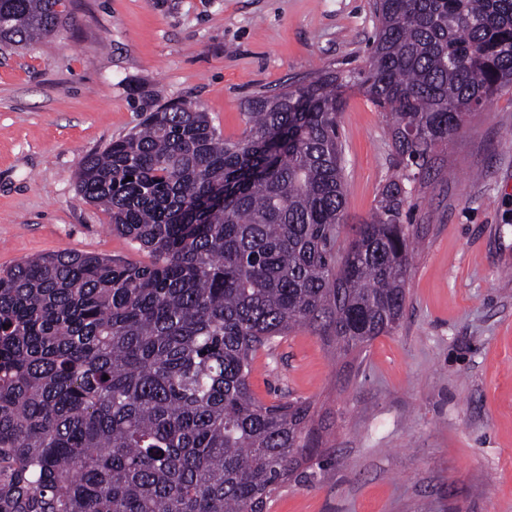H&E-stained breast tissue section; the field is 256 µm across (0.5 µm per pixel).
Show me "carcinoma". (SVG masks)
<instances>
[{
  "label": "carcinoma",
  "mask_w": 512,
  "mask_h": 512,
  "mask_svg": "<svg viewBox=\"0 0 512 512\" xmlns=\"http://www.w3.org/2000/svg\"><path fill=\"white\" fill-rule=\"evenodd\" d=\"M62 6L0 0V49L65 26ZM371 9L361 64L254 95L238 138L176 101L86 156L79 195L149 263L63 250L0 271V512H262L318 450L311 402L251 389L257 352L307 327L346 356L395 328L405 183L512 86V0ZM355 87L403 173L342 241Z\"/></svg>",
  "instance_id": "carcinoma-1"
}]
</instances>
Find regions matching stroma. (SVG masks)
Masks as SVG:
<instances>
[{"mask_svg": "<svg viewBox=\"0 0 512 512\" xmlns=\"http://www.w3.org/2000/svg\"><path fill=\"white\" fill-rule=\"evenodd\" d=\"M69 21L0 50V270L61 250L148 262L77 191L84 158L168 101L227 137L256 92L367 55L368 0H66ZM345 225L398 172L386 120L345 94ZM410 183L415 251L397 327L334 356L303 328L259 350L267 403L312 401L318 456L266 512H512V87Z\"/></svg>", "mask_w": 512, "mask_h": 512, "instance_id": "35a3bbf8", "label": "stroma"}]
</instances>
